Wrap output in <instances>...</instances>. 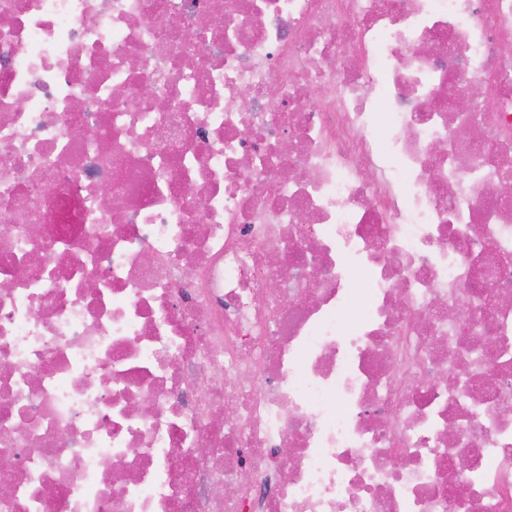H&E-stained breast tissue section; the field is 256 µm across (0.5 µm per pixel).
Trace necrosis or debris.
<instances>
[{"mask_svg": "<svg viewBox=\"0 0 512 512\" xmlns=\"http://www.w3.org/2000/svg\"><path fill=\"white\" fill-rule=\"evenodd\" d=\"M507 34L512 0H0V512H512Z\"/></svg>", "mask_w": 512, "mask_h": 512, "instance_id": "4bbe7bcc", "label": "necrosis or debris"}]
</instances>
